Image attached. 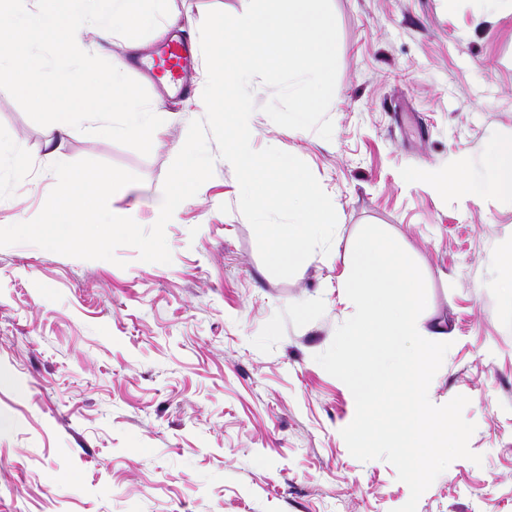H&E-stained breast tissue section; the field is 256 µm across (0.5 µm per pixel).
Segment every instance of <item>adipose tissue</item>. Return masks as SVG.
<instances>
[{
    "mask_svg": "<svg viewBox=\"0 0 512 512\" xmlns=\"http://www.w3.org/2000/svg\"><path fill=\"white\" fill-rule=\"evenodd\" d=\"M140 0H0V28L14 33L15 50L0 52V77L12 79L18 91L36 108L45 110L48 133L47 154L56 163H63V144L75 129L77 121L94 120L102 135H129L148 141L158 140L168 116L159 106L146 107L126 100L121 108H113L105 99L87 95L74 96L69 106L54 109L48 95L50 86L60 84L57 70L45 62L42 47L31 44L32 31L58 37L57 48L70 70L86 69L92 52L80 30L88 16H95V34L100 41L111 42L118 26L128 17H135L139 26L151 30L154 38H163L177 19L168 12L169 0H149L148 8H140ZM419 179L441 192L462 194L471 201L492 195L512 204V137L492 142L480 172L460 169L453 175L422 171Z\"/></svg>",
    "mask_w": 512,
    "mask_h": 512,
    "instance_id": "obj_1",
    "label": "adipose tissue"
}]
</instances>
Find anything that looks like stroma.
Segmentation results:
<instances>
[{
	"instance_id": "obj_1",
	"label": "stroma",
	"mask_w": 512,
	"mask_h": 512,
	"mask_svg": "<svg viewBox=\"0 0 512 512\" xmlns=\"http://www.w3.org/2000/svg\"><path fill=\"white\" fill-rule=\"evenodd\" d=\"M338 71L331 140L275 124L274 91L253 81V149L303 160L336 204L329 253L293 277L264 266L223 159L165 227L168 264L137 249L116 262L30 244L0 247V512H395L409 497L395 467L354 458L341 435L349 388L315 360L355 312L341 285L360 229L390 233L426 281L422 330L450 348L429 395H463L481 463L453 461L416 512H512V293L500 254L512 250V206L471 202L415 179L420 170L480 169L492 140L512 135V13L483 0H331ZM248 0H171L179 31ZM128 68L125 95L169 114L156 143L104 137L79 123L66 161L89 158L138 175L109 200L142 227L191 121L192 95L161 96L121 41L94 54ZM47 119L0 81V139L22 167L0 170V227L33 219L56 184Z\"/></svg>"
}]
</instances>
